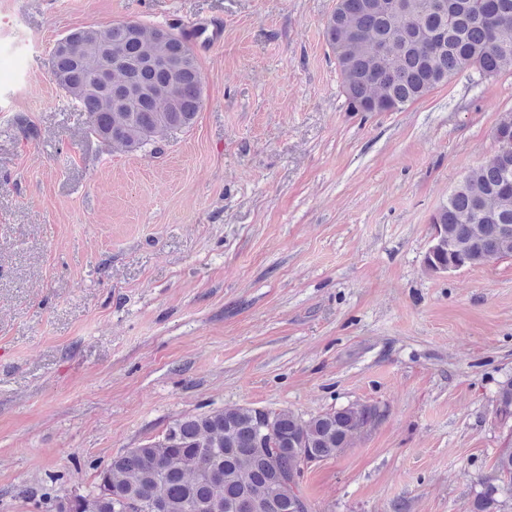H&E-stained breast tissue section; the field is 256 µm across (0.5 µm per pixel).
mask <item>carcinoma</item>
I'll return each instance as SVG.
<instances>
[{
    "label": "carcinoma",
    "mask_w": 512,
    "mask_h": 512,
    "mask_svg": "<svg viewBox=\"0 0 512 512\" xmlns=\"http://www.w3.org/2000/svg\"><path fill=\"white\" fill-rule=\"evenodd\" d=\"M324 34L353 112L399 111L464 69L481 79L512 70V0H442L437 12L427 0H336ZM50 63L89 134L127 152L190 127L201 106L194 53L161 26L78 29L57 42ZM103 70L112 84L93 81ZM495 136L497 152L431 217L439 227L425 257L431 267L512 257V118L499 122ZM379 417L364 404L307 420L237 405L186 416L113 457L98 473L105 493L81 496L73 512H227L242 498L252 512H311L300 488L304 455L321 461L341 453ZM494 470L468 512H501L512 500L511 444Z\"/></svg>",
    "instance_id": "1"
}]
</instances>
